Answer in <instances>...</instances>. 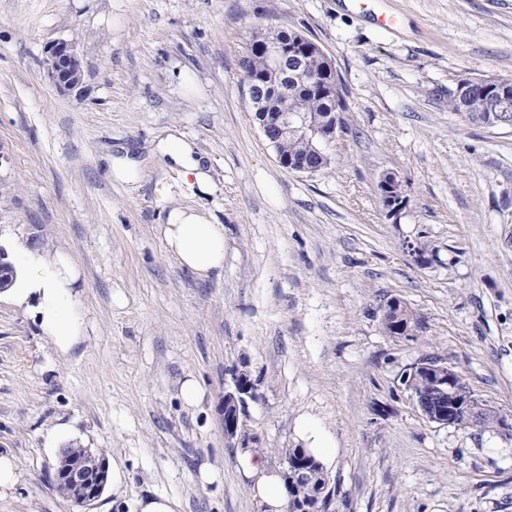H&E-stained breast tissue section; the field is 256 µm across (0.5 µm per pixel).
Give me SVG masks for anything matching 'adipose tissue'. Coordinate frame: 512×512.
I'll return each mask as SVG.
<instances>
[{
	"label": "adipose tissue",
	"mask_w": 512,
	"mask_h": 512,
	"mask_svg": "<svg viewBox=\"0 0 512 512\" xmlns=\"http://www.w3.org/2000/svg\"><path fill=\"white\" fill-rule=\"evenodd\" d=\"M161 152L179 166L182 177L191 178L201 193L212 191L211 181L191 143L172 136ZM160 233L165 247L176 261L200 279L224 268V227L210 223L202 212H170ZM16 276L9 294L16 305H34L45 336L61 349H68L75 338L84 335L83 320L74 312V288L80 270L72 256L61 249H30L17 245L12 253ZM242 474L253 482V489L266 512H286L287 497L279 472L270 470L259 455L246 451L239 455Z\"/></svg>",
	"instance_id": "adipose-tissue-1"
}]
</instances>
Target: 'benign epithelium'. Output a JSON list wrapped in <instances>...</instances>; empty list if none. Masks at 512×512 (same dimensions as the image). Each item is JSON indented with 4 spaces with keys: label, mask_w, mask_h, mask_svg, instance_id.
I'll return each instance as SVG.
<instances>
[{
    "label": "benign epithelium",
    "mask_w": 512,
    "mask_h": 512,
    "mask_svg": "<svg viewBox=\"0 0 512 512\" xmlns=\"http://www.w3.org/2000/svg\"><path fill=\"white\" fill-rule=\"evenodd\" d=\"M269 58L270 82L246 81L247 91L257 95L255 119L265 139L294 135L304 139L309 149L321 153L336 139L339 121L334 112L316 114L302 109L300 100L288 95L285 83L288 73L312 88L337 87L336 69L332 58L316 43L304 47L299 42L288 43L272 34L261 39ZM46 76L63 92L81 90V64L76 42L60 39L50 43L46 51ZM481 112L494 116L486 122L489 127L509 126V120L500 119V113L512 110L506 98L478 101ZM379 195L387 214H399L407 205L400 180L393 172H386L379 181ZM415 373L404 375L405 390L410 399L428 420L446 426L477 428L481 423L476 397L465 387L462 376L440 360L428 359L414 367ZM253 396V385L245 374L236 376L234 387L224 393V437L234 440L242 437L245 424L240 413L246 398ZM290 471L288 512H327L332 491L330 481L317 482V472L310 462L283 459ZM109 459L89 448L81 456L64 454L55 470L59 488L72 493L71 500L80 512L94 505L102 496L109 480Z\"/></svg>",
    "instance_id": "7a95c632"
}]
</instances>
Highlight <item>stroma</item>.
Masks as SVG:
<instances>
[{
    "label": "stroma",
    "mask_w": 512,
    "mask_h": 512,
    "mask_svg": "<svg viewBox=\"0 0 512 512\" xmlns=\"http://www.w3.org/2000/svg\"><path fill=\"white\" fill-rule=\"evenodd\" d=\"M269 27L334 61L347 110L322 171L281 167L250 110L241 61ZM58 39L77 44L81 91L43 74ZM461 78L512 79V0H0V234L72 255L86 326L63 354L0 299V455L18 467L0 512H76L53 480L68 447L113 465L90 512L156 495L263 512L224 439L241 373L245 446L271 468L304 423L329 437L328 512H512V441L431 422L400 385L434 355L512 415V127L449 112ZM173 131L213 193L156 154ZM387 172L408 198L395 218ZM179 209L224 227L208 279L157 231ZM393 298L412 338L383 331ZM190 376L196 408L178 398ZM378 185L379 195L387 214L398 215L408 203L398 176L392 172L384 173ZM253 396V385L246 374H239L234 380V387L224 393L223 417L224 437L234 440L242 437L245 424L240 413L246 397Z\"/></svg>",
    "instance_id": "obj_1"
}]
</instances>
